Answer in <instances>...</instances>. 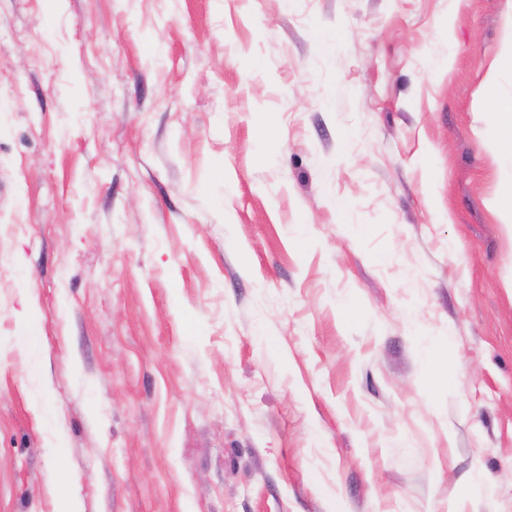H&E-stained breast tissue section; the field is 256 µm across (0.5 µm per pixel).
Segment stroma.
<instances>
[{
    "mask_svg": "<svg viewBox=\"0 0 512 512\" xmlns=\"http://www.w3.org/2000/svg\"><path fill=\"white\" fill-rule=\"evenodd\" d=\"M493 98L512 0H0V512H512Z\"/></svg>",
    "mask_w": 512,
    "mask_h": 512,
    "instance_id": "1",
    "label": "stroma"
}]
</instances>
